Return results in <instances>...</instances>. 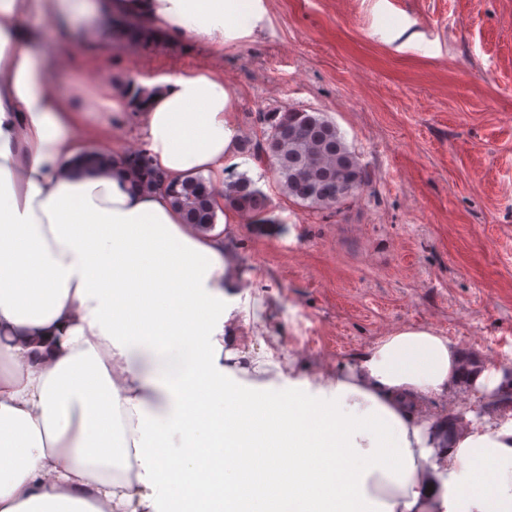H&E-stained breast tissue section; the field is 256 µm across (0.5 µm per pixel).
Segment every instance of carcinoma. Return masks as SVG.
<instances>
[{"label": "carcinoma", "mask_w": 512, "mask_h": 512, "mask_svg": "<svg viewBox=\"0 0 512 512\" xmlns=\"http://www.w3.org/2000/svg\"><path fill=\"white\" fill-rule=\"evenodd\" d=\"M266 126L259 142L244 140L239 154L257 159L273 170L280 192L306 208H339L358 199L370 176L359 155L346 142L336 123L322 112L284 110L265 112ZM131 181L142 189L161 185L149 158L141 152L127 156ZM171 204L185 223L200 230L216 224L215 190L202 176L171 183L166 189ZM224 206L263 217L267 198L245 173L230 169L224 179Z\"/></svg>", "instance_id": "obj_1"}]
</instances>
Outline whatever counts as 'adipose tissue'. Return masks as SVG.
<instances>
[{"label":"adipose tissue","instance_id":"obj_1","mask_svg":"<svg viewBox=\"0 0 512 512\" xmlns=\"http://www.w3.org/2000/svg\"><path fill=\"white\" fill-rule=\"evenodd\" d=\"M102 10L219 51L261 0H0V512H167L181 461L164 442L203 400L229 428L242 401L266 411L288 437L269 461L281 476L302 471L304 443L331 440L347 512H512V423L432 407L463 383L491 395L507 365H468L426 325L335 366L253 334L237 214L201 231L163 190L131 185L112 137L128 124L168 181L223 192L238 137L220 75L102 87L99 126L48 87L26 21L89 25ZM90 154L111 168L83 171Z\"/></svg>","mask_w":512,"mask_h":512}]
</instances>
